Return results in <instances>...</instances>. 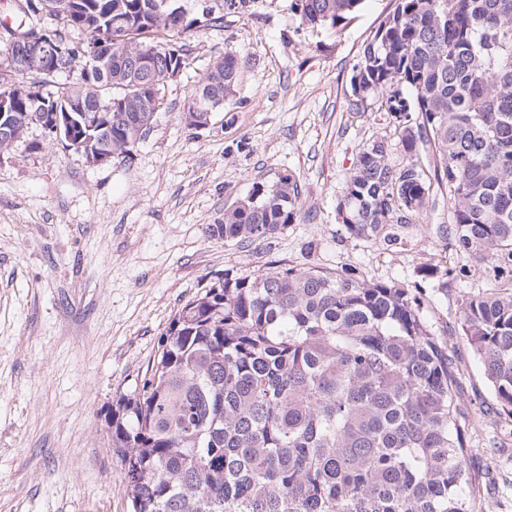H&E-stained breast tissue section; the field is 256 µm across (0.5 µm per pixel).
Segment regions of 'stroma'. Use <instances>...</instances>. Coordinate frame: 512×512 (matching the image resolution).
I'll return each mask as SVG.
<instances>
[{
    "instance_id": "obj_1",
    "label": "stroma",
    "mask_w": 512,
    "mask_h": 512,
    "mask_svg": "<svg viewBox=\"0 0 512 512\" xmlns=\"http://www.w3.org/2000/svg\"><path fill=\"white\" fill-rule=\"evenodd\" d=\"M395 0H363L336 28L300 25L290 0L225 11L186 35L189 63L161 93L129 156L89 165L31 128L0 158V512H131L104 415L131 393L175 312L216 274L346 268L411 286L421 264L452 269L425 290L424 315L448 345L476 512H512V422L501 417L471 346L465 298L495 292L443 234L446 199L385 236L353 239L337 213L345 180L373 140L404 154L383 96L353 106L350 77ZM247 57L211 125L181 118L200 75L225 52ZM300 184L297 223L251 244L205 227L282 173Z\"/></svg>"
}]
</instances>
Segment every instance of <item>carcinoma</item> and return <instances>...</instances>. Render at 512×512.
Wrapping results in <instances>:
<instances>
[{"instance_id": "1", "label": "carcinoma", "mask_w": 512, "mask_h": 512, "mask_svg": "<svg viewBox=\"0 0 512 512\" xmlns=\"http://www.w3.org/2000/svg\"><path fill=\"white\" fill-rule=\"evenodd\" d=\"M24 29L67 38L65 83L38 69L0 68L9 117L26 128L72 103L73 140L128 156L140 141L113 98L150 104L156 82L188 65L177 38L221 26L251 0H22ZM362 0H291L311 28L336 27ZM86 38H80V35ZM112 44L109 75L73 55ZM153 53L154 74L128 57ZM244 60L228 51L187 105L222 102ZM355 104L388 94L406 161L385 140L359 152L337 212L352 238L409 224L433 190L448 197L453 246L512 276V0H396L350 79ZM413 90L409 101L403 89ZM300 189L285 172L224 210L205 233L265 241L298 221ZM449 269L424 264L411 287L344 269L296 268L211 281L176 312L140 384L104 415L132 512H474L466 492L472 423L454 385L448 345L424 316L423 283ZM462 336L512 418V281L467 297Z\"/></svg>"}]
</instances>
